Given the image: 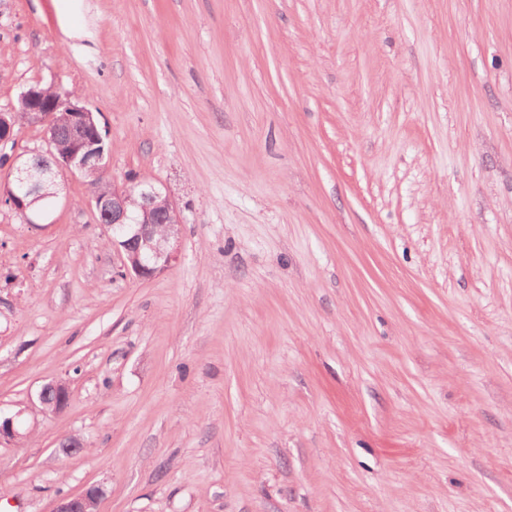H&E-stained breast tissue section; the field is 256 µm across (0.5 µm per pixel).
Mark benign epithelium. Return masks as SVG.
Here are the masks:
<instances>
[{
  "mask_svg": "<svg viewBox=\"0 0 512 512\" xmlns=\"http://www.w3.org/2000/svg\"><path fill=\"white\" fill-rule=\"evenodd\" d=\"M68 112V150L59 147L53 115L58 108ZM26 115L27 125L43 128L47 143L46 153L10 154V165L15 171V184L0 193V201L21 214L27 223L34 220L32 207L46 198L42 193L47 183H54L61 173L88 179L92 187L89 204L100 223L112 228V237L123 252V267L139 277H152L168 268L178 258L180 217L166 186L151 181H137L129 186H112V191L100 194L95 182L104 176L107 166L103 146L105 138L99 131L93 112L72 102L51 100L44 87L34 85L26 89L18 104L0 109V149L15 143V114ZM54 396V409H64L70 398L63 383L44 385L39 402ZM20 437L12 417H0V444ZM101 495L99 487L92 485L77 495L59 500L54 512H97Z\"/></svg>",
  "mask_w": 512,
  "mask_h": 512,
  "instance_id": "1",
  "label": "benign epithelium"
}]
</instances>
